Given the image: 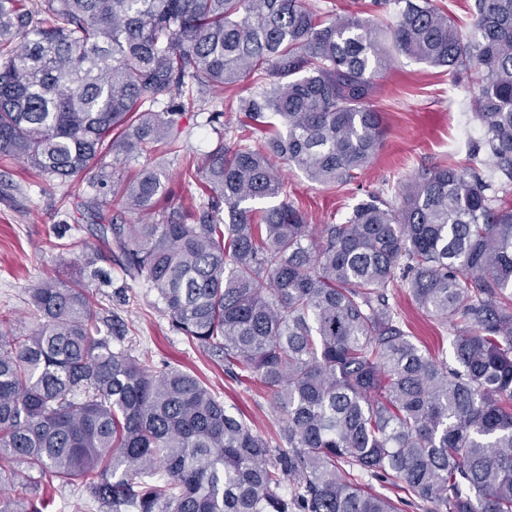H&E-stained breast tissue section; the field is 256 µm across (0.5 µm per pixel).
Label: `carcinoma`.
Here are the masks:
<instances>
[{
	"label": "carcinoma",
	"instance_id": "carcinoma-1",
	"mask_svg": "<svg viewBox=\"0 0 512 512\" xmlns=\"http://www.w3.org/2000/svg\"><path fill=\"white\" fill-rule=\"evenodd\" d=\"M374 4L394 5L387 23L309 0H0V156L60 182L98 166L90 212L112 204L117 164L177 149L187 92L265 84L239 104L263 146L220 143L191 167L208 190L196 223L156 213L166 173L149 168L120 187L137 222L99 232L172 328L279 415L268 439L194 375L122 346L82 276L99 254L74 241L79 272L28 288L33 329L0 330V474L79 479L105 512H399L357 469L429 512H512V0H473L467 32L434 0ZM397 55L479 74L472 155L505 181L435 167L398 206L371 196L342 224L308 223L280 165L320 184L364 171ZM398 281L452 324V360L404 331ZM0 512L42 508L0 497Z\"/></svg>",
	"mask_w": 512,
	"mask_h": 512
}]
</instances>
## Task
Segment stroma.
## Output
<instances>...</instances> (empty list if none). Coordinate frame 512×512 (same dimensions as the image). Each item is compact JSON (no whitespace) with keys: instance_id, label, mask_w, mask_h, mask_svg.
I'll list each match as a JSON object with an SVG mask.
<instances>
[{"instance_id":"obj_1","label":"stroma","mask_w":512,"mask_h":512,"mask_svg":"<svg viewBox=\"0 0 512 512\" xmlns=\"http://www.w3.org/2000/svg\"><path fill=\"white\" fill-rule=\"evenodd\" d=\"M477 82L474 73L455 83L442 69L403 57L393 60L380 78L374 100L385 118L387 134L370 166L344 185H321L299 168L283 166L289 199L310 223L339 224L368 197L399 204L403 185L436 166L472 168L481 176H490L493 166L487 154L470 155L472 144L484 136L473 111ZM260 89V84L248 79L220 92L196 93L192 111L179 121L180 156L157 152L141 157L127 165L125 178L135 177L144 168H163L168 179L166 192L156 204L160 212L206 203L208 192L202 180L183 175V159L201 157L221 140L261 146L262 133L252 129L237 109L238 98ZM93 178L88 172L63 185L36 177L27 163L0 159V320L6 328L21 334L32 328L27 290L44 274L74 260V253L66 249L68 243L79 240L90 249L101 250L100 225L115 217L135 221V214L118 196L103 215L83 212L80 200ZM97 266L110 280H92L91 299L126 324L125 344L133 354L147 357L152 366L166 364L199 376L253 429L267 436L276 432L271 397L259 381L227 376L223 365L190 345L172 329L154 290L144 280L126 277L111 253L104 252ZM388 295L419 348L436 354L449 352V326L418 309L406 288L389 289ZM31 494L46 503V512H100L79 481L44 484L35 490L22 484L0 486V496L6 498Z\"/></svg>"}]
</instances>
